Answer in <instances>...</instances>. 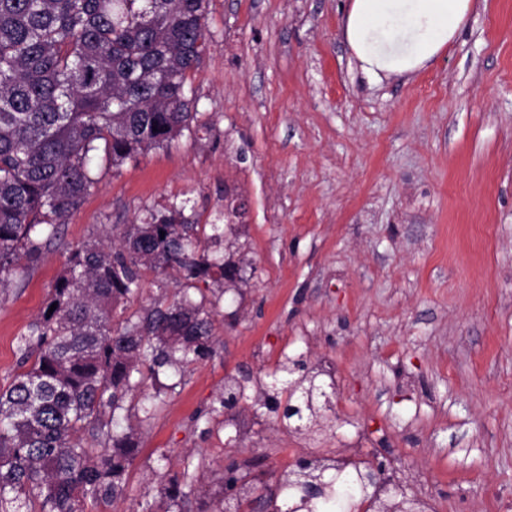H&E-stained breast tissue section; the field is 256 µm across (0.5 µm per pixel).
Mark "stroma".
Masks as SVG:
<instances>
[{
  "mask_svg": "<svg viewBox=\"0 0 512 512\" xmlns=\"http://www.w3.org/2000/svg\"><path fill=\"white\" fill-rule=\"evenodd\" d=\"M346 0H209L186 85L196 117L169 146L103 172L57 239L0 290V388L70 248L177 207L218 225L252 267L239 288L143 271L121 322L188 289L218 339L154 419L121 498L141 512L178 478L222 512L229 460L279 474L299 456L371 458L428 512H512V0H479L413 78L368 80L341 35ZM245 202L243 215L226 218ZM328 371L334 430L299 435L221 401L285 358Z\"/></svg>",
  "mask_w": 512,
  "mask_h": 512,
  "instance_id": "1",
  "label": "stroma"
}]
</instances>
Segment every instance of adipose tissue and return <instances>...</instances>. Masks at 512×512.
Wrapping results in <instances>:
<instances>
[{"instance_id":"adipose-tissue-1","label":"adipose tissue","mask_w":512,"mask_h":512,"mask_svg":"<svg viewBox=\"0 0 512 512\" xmlns=\"http://www.w3.org/2000/svg\"><path fill=\"white\" fill-rule=\"evenodd\" d=\"M476 0H348L342 34L362 74L408 78L466 28Z\"/></svg>"}]
</instances>
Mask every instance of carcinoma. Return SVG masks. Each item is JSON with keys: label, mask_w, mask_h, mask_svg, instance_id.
Wrapping results in <instances>:
<instances>
[{"label": "carcinoma", "mask_w": 512, "mask_h": 512, "mask_svg": "<svg viewBox=\"0 0 512 512\" xmlns=\"http://www.w3.org/2000/svg\"><path fill=\"white\" fill-rule=\"evenodd\" d=\"M208 0H0V288L99 182V172L167 146L195 118L185 95L207 50ZM181 211L152 213L122 233L70 250L45 307L19 337L24 371L0 389V507L85 512L125 490L138 430L155 416L162 379L213 349V311L188 292L112 325L138 292L141 271L176 266L188 280L224 278L197 254ZM55 310H50L52 304ZM151 382L154 393H142ZM320 377L301 400L314 419ZM368 461L332 466L326 496L308 512H352L369 497ZM234 461L221 492L238 512L265 482ZM173 479L143 512H183Z\"/></svg>", "instance_id": "obj_1"}]
</instances>
